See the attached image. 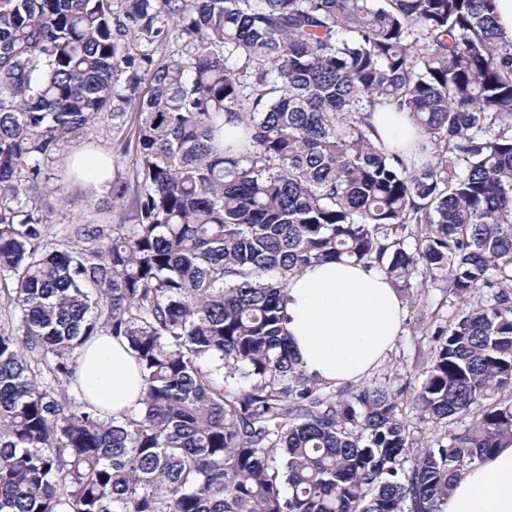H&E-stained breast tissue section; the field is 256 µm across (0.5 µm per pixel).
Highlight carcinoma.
<instances>
[{
  "label": "carcinoma",
  "mask_w": 512,
  "mask_h": 512,
  "mask_svg": "<svg viewBox=\"0 0 512 512\" xmlns=\"http://www.w3.org/2000/svg\"><path fill=\"white\" fill-rule=\"evenodd\" d=\"M497 0H0V512H444L512 444V37ZM184 51L157 63L171 36ZM133 118L119 222L58 229L67 149ZM405 112L406 155L370 122ZM334 260L455 315L404 390L291 352L288 278ZM100 336L146 388L73 386ZM468 421L457 432L451 426Z\"/></svg>",
  "instance_id": "1"
}]
</instances>
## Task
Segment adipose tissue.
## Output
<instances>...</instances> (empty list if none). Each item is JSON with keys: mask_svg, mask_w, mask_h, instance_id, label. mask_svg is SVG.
I'll return each mask as SVG.
<instances>
[{"mask_svg": "<svg viewBox=\"0 0 512 512\" xmlns=\"http://www.w3.org/2000/svg\"><path fill=\"white\" fill-rule=\"evenodd\" d=\"M286 328L308 373L335 385L362 383L385 359L405 319L400 291L384 274L323 262L287 284ZM77 381L113 413L136 409L145 385L127 342L100 337L83 350ZM445 512H512V446L466 472Z\"/></svg>", "mask_w": 512, "mask_h": 512, "instance_id": "obj_1", "label": "adipose tissue"}]
</instances>
